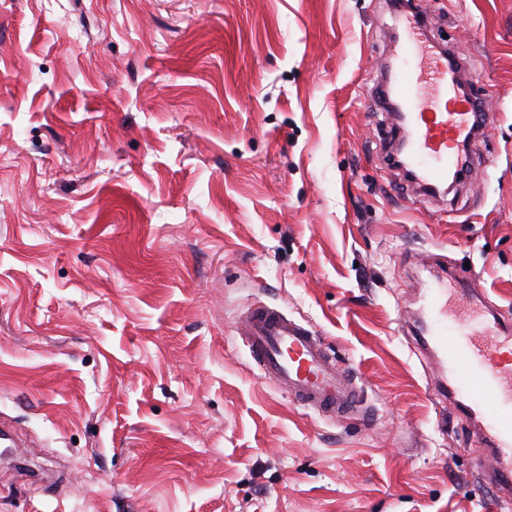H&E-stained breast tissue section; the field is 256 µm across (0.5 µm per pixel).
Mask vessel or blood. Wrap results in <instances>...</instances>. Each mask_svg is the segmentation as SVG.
Returning a JSON list of instances; mask_svg holds the SVG:
<instances>
[{
    "instance_id": "b4317fda",
    "label": "vessel or blood",
    "mask_w": 512,
    "mask_h": 512,
    "mask_svg": "<svg viewBox=\"0 0 512 512\" xmlns=\"http://www.w3.org/2000/svg\"><path fill=\"white\" fill-rule=\"evenodd\" d=\"M394 46L385 63L384 97L405 143L401 162L416 188L428 195L447 190L464 163L462 149L498 115H477L476 99L462 85L455 62L431 51L422 13L400 14ZM466 289L441 273L422 295L411 328L422 351L432 353L448 382L443 399L461 405L485 448V482L502 501L512 500V324L492 317V304L479 299L463 306ZM236 329L264 378L281 385L296 404L331 419L361 417V386L332 356L318 331L267 305L249 307Z\"/></svg>"
}]
</instances>
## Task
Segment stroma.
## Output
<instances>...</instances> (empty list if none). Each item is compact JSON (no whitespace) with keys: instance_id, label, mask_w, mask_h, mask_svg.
Returning <instances> with one entry per match:
<instances>
[{"instance_id":"obj_1","label":"stroma","mask_w":512,"mask_h":512,"mask_svg":"<svg viewBox=\"0 0 512 512\" xmlns=\"http://www.w3.org/2000/svg\"><path fill=\"white\" fill-rule=\"evenodd\" d=\"M388 2L0 0V423L33 443L0 512H512L403 329L439 264L512 318V0H415L500 114L430 197L375 104ZM256 300L373 421L262 378Z\"/></svg>"}]
</instances>
